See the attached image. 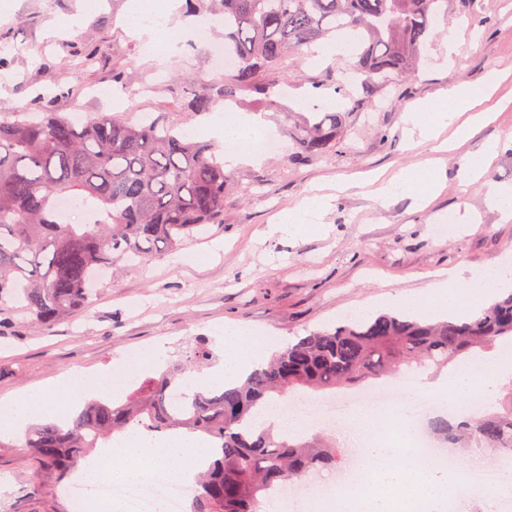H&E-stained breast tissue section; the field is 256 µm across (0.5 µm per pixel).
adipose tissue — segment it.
Masks as SVG:
<instances>
[{
    "mask_svg": "<svg viewBox=\"0 0 512 512\" xmlns=\"http://www.w3.org/2000/svg\"><path fill=\"white\" fill-rule=\"evenodd\" d=\"M496 79V74L492 73L477 84L449 87L447 95L435 101L429 115L409 112L405 114L403 121L417 129L423 139H435L438 129L452 123L459 113L470 111L486 100ZM197 133L199 136L214 137L228 144L229 149L224 153V164L232 167L247 159H258V152L244 149L243 144L265 136L267 125L257 115L223 122L213 114L198 124ZM224 334L226 358L223 370L193 377V390L204 391L218 384L237 383L261 362V352L245 343L237 329H225ZM87 388L88 384L83 377L72 375L35 392L1 398L0 434L20 435L24 425L43 414L51 400H70ZM367 454L373 472L388 488L389 493L380 497L362 493L357 489L347 490L336 500L340 512H411V502L419 500L427 502L431 512H443L449 495L472 490L467 483L432 477V464L428 461L416 469L408 466L391 467V459L401 456L402 451L388 442L376 443L373 448L368 449Z\"/></svg>",
    "mask_w": 512,
    "mask_h": 512,
    "instance_id": "ef3b65f1",
    "label": "adipose tissue"
}]
</instances>
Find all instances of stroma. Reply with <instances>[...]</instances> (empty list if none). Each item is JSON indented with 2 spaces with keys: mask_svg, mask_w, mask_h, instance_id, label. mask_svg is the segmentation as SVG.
I'll use <instances>...</instances> for the list:
<instances>
[{
  "mask_svg": "<svg viewBox=\"0 0 512 512\" xmlns=\"http://www.w3.org/2000/svg\"><path fill=\"white\" fill-rule=\"evenodd\" d=\"M132 0H0V111L29 109L36 94H56L59 112L86 115L150 114L191 131L202 119L190 107L203 86L224 76V32L213 28L164 58L142 52L127 33ZM219 0H169L165 21L189 31L197 19L221 14ZM457 41L456 54L446 48ZM99 51L86 68L78 53ZM498 81L484 105L489 119L448 151L410 135L403 116L427 111L450 86ZM347 114L336 144L310 162L292 161L288 135L298 116ZM261 116L281 150L257 163L228 169L224 222L187 250L208 254L206 264H186L181 253L159 254L120 266L86 307L43 331L24 314L0 312V398L53 384L65 374L101 377L127 352L156 350L159 360L192 354L197 337L224 347L225 328L244 339L274 345L334 325L351 311H387L390 296L431 301L436 272L457 268L465 277L449 299L470 296L489 303L493 288H471L512 256V220H503L488 195L491 186L512 187V0H475L472 18L448 16L435 26L415 76L383 92L367 80L351 83L335 59L306 56L290 61L274 105L215 99L213 111ZM498 153L483 174L467 165L486 145ZM439 172L430 195L377 198L364 179L390 178L420 163ZM330 195L325 231L271 232L276 214L304 196ZM468 213L472 223H458ZM0 495L8 512H72L53 476L23 456L15 438L0 439Z\"/></svg>",
  "mask_w": 512,
  "mask_h": 512,
  "instance_id": "stroma-1",
  "label": "stroma"
}]
</instances>
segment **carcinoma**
I'll use <instances>...</instances> for the list:
<instances>
[{
  "mask_svg": "<svg viewBox=\"0 0 512 512\" xmlns=\"http://www.w3.org/2000/svg\"><path fill=\"white\" fill-rule=\"evenodd\" d=\"M224 52L235 59L216 91H244L267 103L292 55L352 31L360 51L351 71L385 90L419 68L448 0H220ZM345 122L323 112L289 132L294 161L321 156ZM230 181L224 154L150 117L97 113L72 116L47 107L0 112V310L17 307L43 328L84 306L100 272L123 258L145 261L177 252L186 241L224 223ZM86 210L82 224L60 222L59 202ZM512 348V293L472 317L428 320L388 313L346 318L278 348L238 386L190 397L180 412L168 386L211 353L170 362L125 400L91 399L68 422L32 425L21 442L41 469L62 483L79 460L105 448L129 427L157 436L181 430L214 446L195 475L189 512H260L294 478L338 468L336 441L303 433L279 435L257 424L273 402L300 390L320 392L483 357ZM432 438L450 448H490L512 457V385L489 408L429 422Z\"/></svg>",
  "mask_w": 512,
  "mask_h": 512,
  "instance_id": "1",
  "label": "carcinoma"
}]
</instances>
